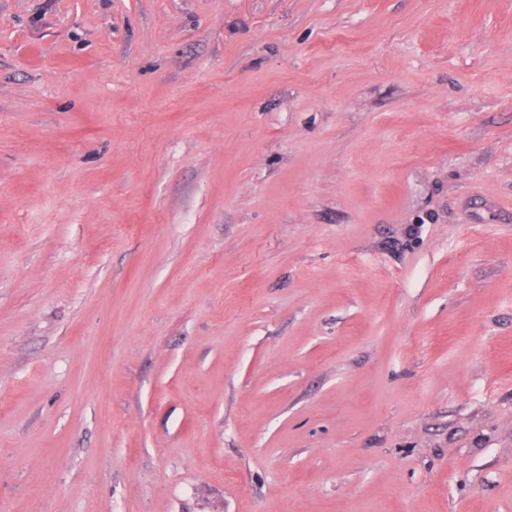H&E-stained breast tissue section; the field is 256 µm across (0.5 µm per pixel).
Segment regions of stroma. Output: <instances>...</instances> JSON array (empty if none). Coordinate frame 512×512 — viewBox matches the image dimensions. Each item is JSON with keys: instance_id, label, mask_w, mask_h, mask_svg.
I'll return each mask as SVG.
<instances>
[{"instance_id": "35a3bbf8", "label": "stroma", "mask_w": 512, "mask_h": 512, "mask_svg": "<svg viewBox=\"0 0 512 512\" xmlns=\"http://www.w3.org/2000/svg\"><path fill=\"white\" fill-rule=\"evenodd\" d=\"M0 512H512V0H0Z\"/></svg>"}]
</instances>
